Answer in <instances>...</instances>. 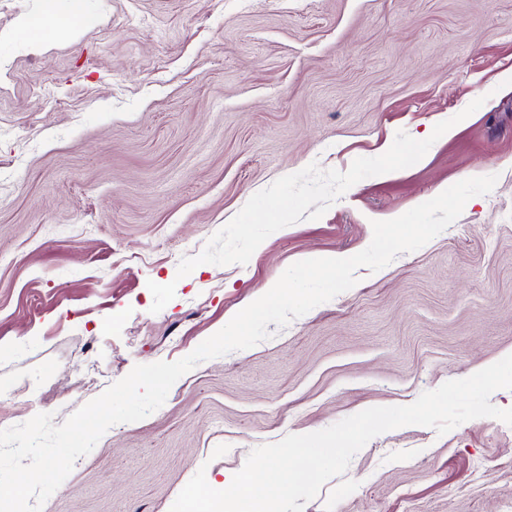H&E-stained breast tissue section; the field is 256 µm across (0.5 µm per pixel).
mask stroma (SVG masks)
Returning a JSON list of instances; mask_svg holds the SVG:
<instances>
[{
    "label": "stroma",
    "mask_w": 512,
    "mask_h": 512,
    "mask_svg": "<svg viewBox=\"0 0 512 512\" xmlns=\"http://www.w3.org/2000/svg\"><path fill=\"white\" fill-rule=\"evenodd\" d=\"M45 4L0 0V429L61 425L135 365L190 354L293 263L353 256L372 221L498 181L419 250L196 365L42 512H170L198 470L226 489L256 447L512 354V0H82L88 25L34 44L19 23ZM448 119L418 163L359 181L247 264L178 277L279 177L346 171ZM151 281L176 286L156 314ZM93 358L112 372L88 389ZM303 512H512V426L381 434Z\"/></svg>",
    "instance_id": "35a3bbf8"
}]
</instances>
